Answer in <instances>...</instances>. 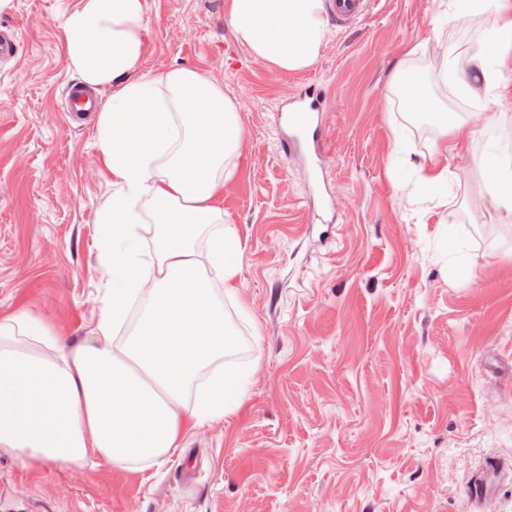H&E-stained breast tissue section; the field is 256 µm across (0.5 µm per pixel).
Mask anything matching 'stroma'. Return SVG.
I'll list each match as a JSON object with an SVG mask.
<instances>
[{
    "label": "stroma",
    "mask_w": 512,
    "mask_h": 512,
    "mask_svg": "<svg viewBox=\"0 0 512 512\" xmlns=\"http://www.w3.org/2000/svg\"><path fill=\"white\" fill-rule=\"evenodd\" d=\"M81 0H8L0 26V315L24 309L63 342L90 336L107 275L96 215L112 196L97 120L69 122L65 23ZM225 0H144L142 72L191 67L224 88L244 138L218 202L241 241L239 407L181 448L122 473L0 450V512H463L469 473L512 460V223L496 219L479 164L512 163V97L474 100L441 77L497 34L492 12L448 20L442 0H373L329 23L314 62L282 71L237 41ZM422 74L435 108L483 122L424 135L396 68ZM327 95L324 194L336 221H309L311 178L285 157L278 114L307 80ZM450 169L446 190L420 166Z\"/></svg>",
    "instance_id": "obj_1"
}]
</instances>
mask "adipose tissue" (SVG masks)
<instances>
[{"label": "adipose tissue", "instance_id": "adipose-tissue-1", "mask_svg": "<svg viewBox=\"0 0 512 512\" xmlns=\"http://www.w3.org/2000/svg\"><path fill=\"white\" fill-rule=\"evenodd\" d=\"M477 7L499 13L498 38L443 69L475 99L512 82V0H448L447 14ZM227 12L239 43L283 71L311 65L328 34L323 0H228ZM143 13L144 0H82L66 22L71 68L112 89L97 125L114 187L96 217L108 281L79 342L24 311L0 317V448L29 468L151 465L245 390L246 373L224 367L241 244L217 204L243 140L237 107L196 69L141 73Z\"/></svg>", "mask_w": 512, "mask_h": 512}]
</instances>
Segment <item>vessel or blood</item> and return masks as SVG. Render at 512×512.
<instances>
[{
	"mask_svg": "<svg viewBox=\"0 0 512 512\" xmlns=\"http://www.w3.org/2000/svg\"><path fill=\"white\" fill-rule=\"evenodd\" d=\"M331 15L336 21L349 25L364 19L372 9V0H328ZM325 94L317 83L306 85L303 95L293 101L285 112L283 122L288 128L285 154L297 153L307 158L310 167H317L324 149L323 109ZM100 97L89 87L70 84L65 91V110L71 119L98 111ZM512 482V464L492 458L469 480L465 499L470 512H493L492 501L499 486Z\"/></svg>",
	"mask_w": 512,
	"mask_h": 512,
	"instance_id": "obj_1",
	"label": "vessel or blood"
}]
</instances>
